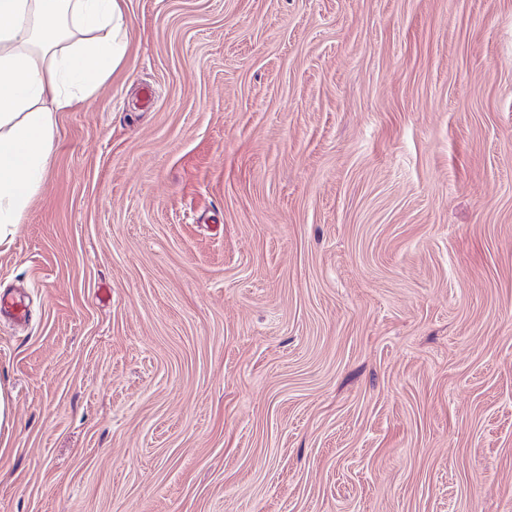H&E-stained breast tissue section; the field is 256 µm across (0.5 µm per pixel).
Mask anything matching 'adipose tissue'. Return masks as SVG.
<instances>
[{
	"label": "adipose tissue",
	"instance_id": "ef3b65f1",
	"mask_svg": "<svg viewBox=\"0 0 512 512\" xmlns=\"http://www.w3.org/2000/svg\"><path fill=\"white\" fill-rule=\"evenodd\" d=\"M125 0H0V247L45 184L57 114L127 49Z\"/></svg>",
	"mask_w": 512,
	"mask_h": 512
}]
</instances>
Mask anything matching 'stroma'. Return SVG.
I'll return each mask as SVG.
<instances>
[{"instance_id": "obj_1", "label": "stroma", "mask_w": 512, "mask_h": 512, "mask_svg": "<svg viewBox=\"0 0 512 512\" xmlns=\"http://www.w3.org/2000/svg\"><path fill=\"white\" fill-rule=\"evenodd\" d=\"M0 249V512H512V0H126Z\"/></svg>"}]
</instances>
